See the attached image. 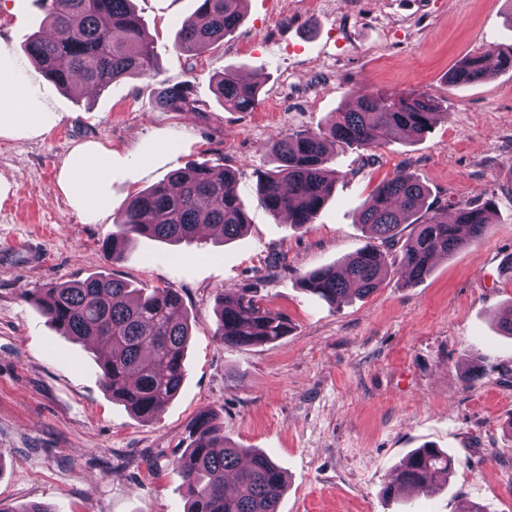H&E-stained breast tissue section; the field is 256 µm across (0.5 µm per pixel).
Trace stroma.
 Segmentation results:
<instances>
[{"instance_id": "stroma-1", "label": "stroma", "mask_w": 512, "mask_h": 512, "mask_svg": "<svg viewBox=\"0 0 512 512\" xmlns=\"http://www.w3.org/2000/svg\"><path fill=\"white\" fill-rule=\"evenodd\" d=\"M135 6L155 76L83 95L27 64L61 120L39 138L0 137V505L185 512L171 462L194 417L212 411L231 442L284 471L278 512H512V336L498 326L512 304L501 274L512 257V70L463 88L448 82L467 56L512 49L503 22L512 0H246L222 43L188 54L175 40L197 0ZM44 18L37 0H0V40L24 57ZM227 70L258 83L254 111L218 103ZM163 82L188 83L191 107L159 111ZM359 90L429 95L448 117L419 140L334 150V193L313 224L290 227L255 194L258 174L274 167L273 141L327 126ZM86 141L113 151L112 205L93 218L57 184L70 149ZM190 164L235 171L243 235L226 244L206 234L179 244L141 237L108 262L103 241L130 200ZM402 168L436 206L494 200L482 239L438 258L411 287L391 280L338 304L306 292L301 273L366 245L361 208ZM18 239L38 244L44 262L9 251ZM100 274L182 297L185 381L154 421L105 392L93 342L61 335L26 299ZM244 288L287 317L286 336L248 347L215 336L218 294ZM426 445L456 460L447 486L430 497L384 495L396 467Z\"/></svg>"}]
</instances>
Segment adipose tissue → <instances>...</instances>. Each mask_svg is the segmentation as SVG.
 I'll return each instance as SVG.
<instances>
[{"mask_svg": "<svg viewBox=\"0 0 512 512\" xmlns=\"http://www.w3.org/2000/svg\"><path fill=\"white\" fill-rule=\"evenodd\" d=\"M60 116L18 58L0 42V137L37 138ZM58 187L80 213L97 215L112 200V150L95 142L72 148L58 175Z\"/></svg>", "mask_w": 512, "mask_h": 512, "instance_id": "ef3b65f1", "label": "adipose tissue"}]
</instances>
